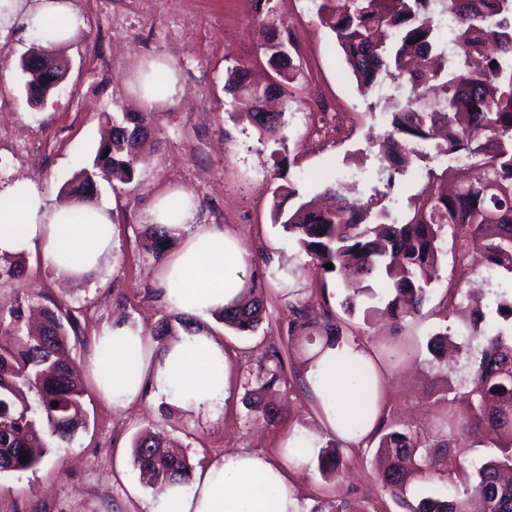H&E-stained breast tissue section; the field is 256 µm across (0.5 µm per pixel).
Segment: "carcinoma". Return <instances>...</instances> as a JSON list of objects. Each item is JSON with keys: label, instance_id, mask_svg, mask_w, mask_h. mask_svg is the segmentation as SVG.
I'll return each instance as SVG.
<instances>
[{"label": "carcinoma", "instance_id": "cac0c4a2", "mask_svg": "<svg viewBox=\"0 0 512 512\" xmlns=\"http://www.w3.org/2000/svg\"><path fill=\"white\" fill-rule=\"evenodd\" d=\"M448 14L456 20L449 34L437 20ZM319 17L336 34L361 95L370 96L387 84L408 88L400 107L390 113L389 129L369 137L379 147L377 176L384 187H372L374 197L385 199L410 174L412 185L422 177L428 185L406 196L399 216L385 205L349 199L338 183L326 186L324 206L302 202L287 209V201L297 195L290 188L274 204V223L320 267L331 263L330 272L366 282L357 285L359 293L346 297L347 313L361 311L368 319L382 302L383 313L397 326L426 302L448 257L449 234L457 242L460 260L476 246L484 265L512 276V0H321ZM258 34L270 77L256 82L249 66L237 64L226 69L224 91L233 100L247 96L252 102L246 113L249 124L283 147L286 112L264 108L271 96H289L297 74L293 38L288 28L265 24ZM450 40L457 49L451 59ZM39 58L38 53L29 56L25 79L37 90L51 92L54 85L38 74ZM155 126L153 112H125L112 119V138L100 143L92 165L80 169L68 195L92 199L101 180L130 182L145 163L140 148ZM427 144L464 160L463 174L450 183L446 168L412 167V158L426 159L418 148ZM148 229L151 254L159 262L172 237L158 224ZM446 299L448 313L461 306L469 312L462 346L479 345L470 365V389L448 399V417L432 436L382 425L371 432L384 460L381 487L406 512H471L472 501L481 503L482 512H512V480L503 478V471L512 470V333L490 320L493 312L512 316V296L501 294L492 305L483 294L450 288ZM288 311L289 333H317L325 338V349L345 344L329 311L319 313L301 302L289 304ZM264 312L263 294L251 287L218 318L225 327L250 334ZM195 324L191 316L165 315L150 336L161 341ZM73 338L79 339L73 310L44 308L39 328L32 331L21 300L0 304V473L36 467L49 448L70 444L84 427L85 390L70 355ZM448 342L446 330L431 335L427 351L432 360H447ZM282 370L281 352L273 347L248 398L256 419L269 425L277 413L262 403L260 393L281 381ZM361 383L366 398L356 416L360 423L374 395L370 374ZM473 419L485 424L488 443L498 453L463 469L465 481L450 495L432 484L429 470L457 452ZM341 444L339 440L334 448L326 445L318 452L321 473L341 476ZM24 453L28 459L22 462ZM133 462L158 493L171 482L186 484L191 478L189 460L149 433L136 440Z\"/></svg>", "mask_w": 512, "mask_h": 512}]
</instances>
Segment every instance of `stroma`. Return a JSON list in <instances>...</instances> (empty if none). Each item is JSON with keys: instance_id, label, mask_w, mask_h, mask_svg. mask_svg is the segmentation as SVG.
<instances>
[{"instance_id": "stroma-1", "label": "stroma", "mask_w": 512, "mask_h": 512, "mask_svg": "<svg viewBox=\"0 0 512 512\" xmlns=\"http://www.w3.org/2000/svg\"><path fill=\"white\" fill-rule=\"evenodd\" d=\"M85 26L57 55L68 66L59 91L46 106L31 107L23 93L19 59L35 42L12 36L0 51V127L15 139L36 138L32 162L19 166L9 144L0 145V166L32 180L46 195L64 201L80 167L91 164L105 126L104 114L141 112L134 88L141 64L164 58L174 68L179 90L157 109L154 133L145 144L147 163L132 183H100L97 199L112 209L116 236L112 263L98 278L71 283L56 278L42 252L24 256L25 272L0 280V302L22 296L32 305L58 304L80 312L82 336L71 348L86 388V427L65 448H50L33 469L0 474V512H147L156 497L133 464L132 446L144 429L159 433L203 469L238 451L285 463L284 445L302 435L332 441L305 372L323 337L287 332L288 306L295 302L328 308L343 334L371 349L384 369L387 425L434 431L448 405L435 387L460 386L466 359L447 365L427 362L426 342L446 325V287L455 276L445 263L420 313L393 327L384 319L364 324L345 314L344 288L335 275L303 253L272 221L276 191L292 187L310 198L322 188L321 172L370 195L369 177L378 166L368 132H381V101L365 97L342 61L341 51L318 15L316 0H72ZM284 25L293 33L300 71L291 88L285 130L287 151L275 164L273 142L259 137L246 120L230 117L224 74L236 63L252 66L255 81L266 76L258 48L260 24ZM190 192L199 223L237 236L248 251L247 283L261 288L266 313L255 334H237L217 320L208 328L224 342L231 364L230 389L219 413H184L141 396L116 409L96 391L89 369L94 338L115 320L151 329L166 312L155 272L144 250V226L154 199L169 190ZM285 360L283 379L266 395L279 411L268 426L252 418L245 397L269 346ZM347 466L334 480L316 463L289 468L288 482L303 512L329 501L355 503L362 512H404L382 492L375 472V448L343 447Z\"/></svg>"}]
</instances>
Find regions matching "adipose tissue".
Returning <instances> with one entry per match:
<instances>
[{
	"instance_id": "adipose-tissue-1",
	"label": "adipose tissue",
	"mask_w": 512,
	"mask_h": 512,
	"mask_svg": "<svg viewBox=\"0 0 512 512\" xmlns=\"http://www.w3.org/2000/svg\"><path fill=\"white\" fill-rule=\"evenodd\" d=\"M83 22L71 0H0V33L21 28L48 36L49 47L73 41ZM142 101L156 108L176 95L171 66L153 61L139 70ZM150 223L163 225L177 245L156 280L168 308L206 320L238 297L244 288L246 254L238 238L198 225L192 195L174 189L155 198ZM115 226L104 203H57L28 179L0 193V257L42 251L53 273L83 282L112 261ZM98 352L110 359V375L97 380L101 395L124 408L144 389L184 412L214 410L225 400L231 366L224 344L207 329L180 332L165 343L153 342L134 322H117L95 338ZM363 349H325L307 371V382L321 403L325 427L344 441H359L372 431L376 414L354 429L358 393L341 369L369 363ZM192 489L175 484L157 496L150 512H300L285 469L258 454L228 452L192 479Z\"/></svg>"
}]
</instances>
